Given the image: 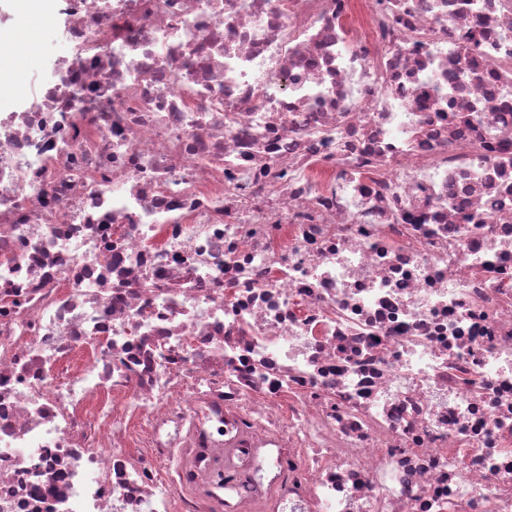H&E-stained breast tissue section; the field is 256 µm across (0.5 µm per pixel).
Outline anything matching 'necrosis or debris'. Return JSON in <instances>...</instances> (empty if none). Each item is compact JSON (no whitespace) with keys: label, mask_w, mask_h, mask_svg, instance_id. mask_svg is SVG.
Listing matches in <instances>:
<instances>
[{"label":"necrosis or debris","mask_w":512,"mask_h":512,"mask_svg":"<svg viewBox=\"0 0 512 512\" xmlns=\"http://www.w3.org/2000/svg\"><path fill=\"white\" fill-rule=\"evenodd\" d=\"M39 24L60 68L0 114V512H512V0Z\"/></svg>","instance_id":"necrosis-or-debris-1"}]
</instances>
